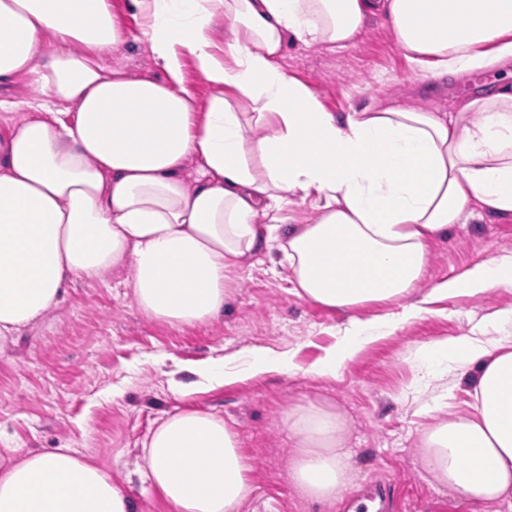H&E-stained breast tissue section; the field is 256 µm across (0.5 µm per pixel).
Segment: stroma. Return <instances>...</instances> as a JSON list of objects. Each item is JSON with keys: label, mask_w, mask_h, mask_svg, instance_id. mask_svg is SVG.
I'll use <instances>...</instances> for the list:
<instances>
[{"label": "stroma", "mask_w": 512, "mask_h": 512, "mask_svg": "<svg viewBox=\"0 0 512 512\" xmlns=\"http://www.w3.org/2000/svg\"><path fill=\"white\" fill-rule=\"evenodd\" d=\"M112 8L130 38L116 61L133 74L158 75L126 0H112ZM282 62L336 113L393 100L445 112L462 97L512 83V67L459 80L432 78L407 58L381 16L353 46L329 50L293 42ZM496 254H512V221L475 209L467 223L432 244L424 280L408 298L412 304L425 300L424 311L368 344L332 377L313 376L310 369L347 322L399 313L400 304L352 312L324 307L298 296L281 267L264 255L236 272L223 314L203 325L148 320L113 272L71 282L59 306L0 353V456L14 448H69L106 470L133 512H168L139 457L157 424L191 407L224 417L239 434L255 488L243 512H352L349 497L378 482L390 487V512H512V502L479 505L438 487L423 467V428L468 412L472 374L455 371L423 392L414 359L419 344L488 331L493 319L512 311V288L474 296L431 293ZM255 347L291 351L293 370L243 376L187 398L172 391V380H189V368L212 360L245 368V354ZM307 401L336 406L349 425L351 485L345 499L320 509L290 483L293 448L281 424L288 407Z\"/></svg>", "instance_id": "1"}]
</instances>
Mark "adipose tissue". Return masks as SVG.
Listing matches in <instances>:
<instances>
[{
	"instance_id": "adipose-tissue-1",
	"label": "adipose tissue",
	"mask_w": 512,
	"mask_h": 512,
	"mask_svg": "<svg viewBox=\"0 0 512 512\" xmlns=\"http://www.w3.org/2000/svg\"><path fill=\"white\" fill-rule=\"evenodd\" d=\"M164 76L105 65L129 36L112 0H0V352L59 305L66 284L126 273L140 312L172 326L224 310L232 273L278 249L299 296L332 309L403 302L430 247L474 205L512 220V88L452 112L395 104L336 114L284 68L286 45L355 44L385 16L433 77L512 60V0H128ZM224 39L216 41V26ZM211 87L198 103L184 66ZM193 176H186L187 163ZM309 206L295 223L289 207ZM512 288V255L439 285L442 294ZM352 320L312 367L335 375L418 314ZM425 376L474 369L468 414L422 433L435 482L474 502L512 500V339L421 345ZM289 479L328 504L351 482L346 420L330 404L284 412ZM141 469L169 512H240L254 493L237 432L181 410L143 445ZM0 512H132L109 474L71 449L0 457Z\"/></svg>"
}]
</instances>
